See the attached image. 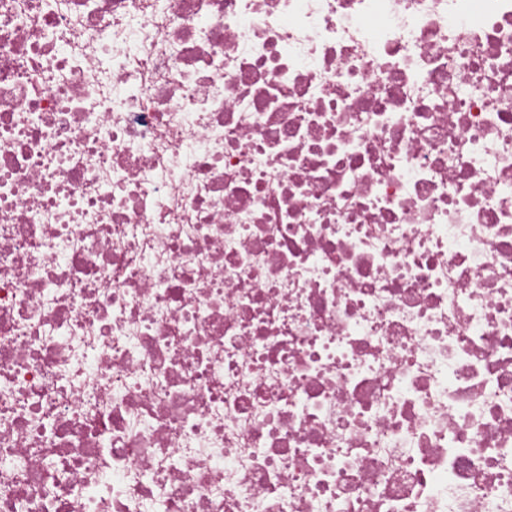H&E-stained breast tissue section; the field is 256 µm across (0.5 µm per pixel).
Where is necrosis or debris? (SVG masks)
Wrapping results in <instances>:
<instances>
[{
  "instance_id": "1",
  "label": "necrosis or debris",
  "mask_w": 512,
  "mask_h": 512,
  "mask_svg": "<svg viewBox=\"0 0 512 512\" xmlns=\"http://www.w3.org/2000/svg\"><path fill=\"white\" fill-rule=\"evenodd\" d=\"M0 512H512V0H0Z\"/></svg>"
}]
</instances>
